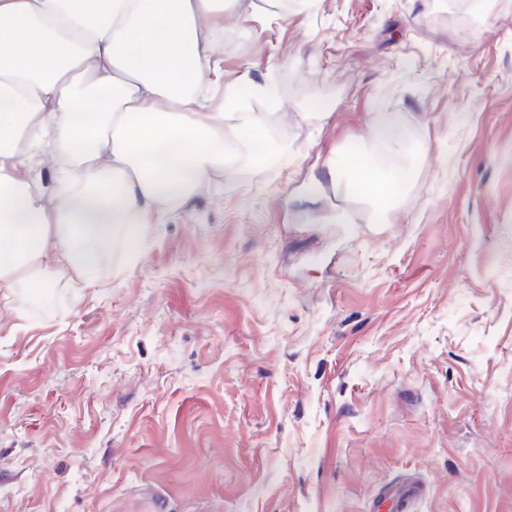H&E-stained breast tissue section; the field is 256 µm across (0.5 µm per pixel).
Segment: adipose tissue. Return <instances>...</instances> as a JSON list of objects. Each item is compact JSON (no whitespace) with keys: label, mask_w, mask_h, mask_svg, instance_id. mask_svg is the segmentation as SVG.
<instances>
[{"label":"adipose tissue","mask_w":512,"mask_h":512,"mask_svg":"<svg viewBox=\"0 0 512 512\" xmlns=\"http://www.w3.org/2000/svg\"><path fill=\"white\" fill-rule=\"evenodd\" d=\"M237 0H0V298L73 288L97 273L94 248L135 253L172 208L233 175L227 146L265 132L253 117L224 121L216 99L218 41ZM397 119L330 165L361 199L388 206L397 183L372 146ZM51 158L50 190L25 176Z\"/></svg>","instance_id":"ef3b65f1"}]
</instances>
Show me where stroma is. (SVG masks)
<instances>
[{
	"mask_svg": "<svg viewBox=\"0 0 512 512\" xmlns=\"http://www.w3.org/2000/svg\"><path fill=\"white\" fill-rule=\"evenodd\" d=\"M220 57L264 156L0 314V512H369L411 477L410 512H512V0H238ZM394 113L383 221L325 177Z\"/></svg>",
	"mask_w": 512,
	"mask_h": 512,
	"instance_id": "stroma-1",
	"label": "stroma"
}]
</instances>
